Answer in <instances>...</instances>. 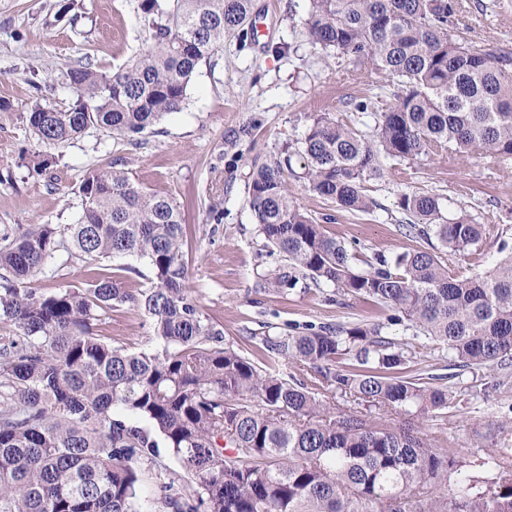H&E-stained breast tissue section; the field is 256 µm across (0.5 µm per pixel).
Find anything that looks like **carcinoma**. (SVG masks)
<instances>
[{"label": "carcinoma", "mask_w": 512, "mask_h": 512, "mask_svg": "<svg viewBox=\"0 0 512 512\" xmlns=\"http://www.w3.org/2000/svg\"><path fill=\"white\" fill-rule=\"evenodd\" d=\"M151 43L124 66L89 65L66 76L64 110L40 101L26 120L43 143L96 126L130 142L187 99L199 66L253 31L254 0H142ZM463 0H308L290 17L312 49L343 55L373 88H393L385 108L353 99L372 122L347 125L321 112L282 158L256 163L249 207L267 243L288 261L278 283L299 280L364 296L395 311L388 325L414 330L459 367L512 366V252L481 272L452 257L483 259L489 229L451 214L425 191L400 195L406 226L435 236L444 254L418 248L380 255L369 270L292 197L288 178L347 212L375 206L365 183L383 162L448 154L512 162V49L485 51L463 34ZM81 214L0 238V512H512V448L493 474L451 480L448 449L391 415L434 419L448 389L401 375L424 344L354 324L267 337L265 366L217 345L222 332L187 288L189 225L173 198L135 185L113 166L84 178ZM65 237L72 255L101 262L146 260L156 285L139 294L112 276L86 288L37 294L28 280ZM129 304L151 319L157 346L131 352L97 333L102 313ZM353 357L356 365L332 370ZM296 373L285 378L278 367ZM350 399L364 407L338 404ZM122 410L147 422L115 416ZM192 476L188 494L170 482L142 496L138 460L159 445Z\"/></svg>", "instance_id": "cac0c4a2"}]
</instances>
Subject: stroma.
I'll list each match as a JSON object with an SVG mask.
<instances>
[{"label":"stroma","mask_w":512,"mask_h":512,"mask_svg":"<svg viewBox=\"0 0 512 512\" xmlns=\"http://www.w3.org/2000/svg\"><path fill=\"white\" fill-rule=\"evenodd\" d=\"M465 0L468 36L484 48L512 47V0ZM141 0H0V235L42 224L77 220L74 190L98 168L112 165L134 184L170 197L185 208L192 226L186 252L188 286L200 311L223 333L222 345L256 357L267 336L302 334L352 324L385 322L390 311L372 300L336 293L331 287L288 289L277 279L287 262L273 252L254 224L248 205V176L254 162L277 156L300 138L313 115L335 113L347 123L353 97L371 95L366 80L348 72L344 56L315 52L290 15H303L307 0H255L258 26L246 45L235 40L194 74L181 111L162 118L131 145L122 137L90 127L69 141L48 145L30 132L26 108L33 100L66 108L72 90L67 68L91 64L101 71L123 66L150 42ZM289 54L276 53L281 43ZM55 157L37 173L38 155ZM427 191L451 209L465 208L480 223L495 227L484 245L483 267L512 248V168L486 158H437L399 166L367 182L375 207L350 214L296 188L301 206L327 233L356 248L365 259L415 247H435L437 239L407 235L397 207L400 194ZM222 211L214 221L212 210ZM119 279L129 291L153 287L145 260L126 257L88 263L59 249L29 286L49 294L83 287L94 275ZM114 344L132 351L151 347L149 319L135 308L113 309L99 327ZM409 375L432 378L455 397L446 417L426 422V433L461 461L462 475L486 477L484 462L512 448V369L458 368L435 349H420ZM144 490L171 479L189 490L190 475L167 448L141 458Z\"/></svg>","instance_id":"stroma-1"}]
</instances>
